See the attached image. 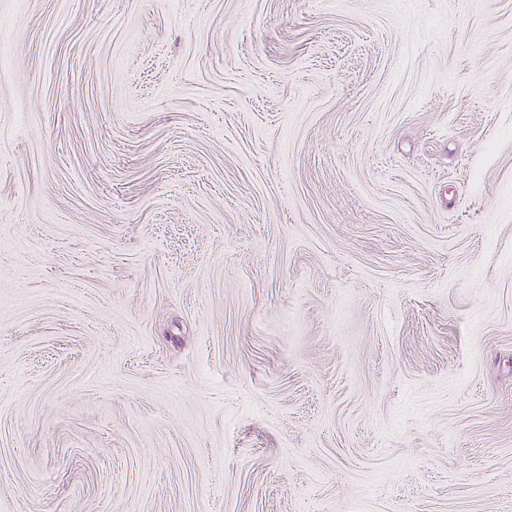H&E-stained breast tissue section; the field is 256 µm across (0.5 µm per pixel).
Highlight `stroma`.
<instances>
[{
	"mask_svg": "<svg viewBox=\"0 0 512 512\" xmlns=\"http://www.w3.org/2000/svg\"><path fill=\"white\" fill-rule=\"evenodd\" d=\"M0 42V512H512V0Z\"/></svg>",
	"mask_w": 512,
	"mask_h": 512,
	"instance_id": "obj_1",
	"label": "stroma"
}]
</instances>
